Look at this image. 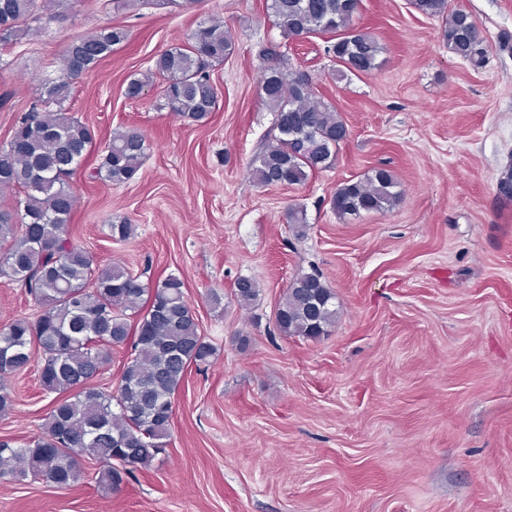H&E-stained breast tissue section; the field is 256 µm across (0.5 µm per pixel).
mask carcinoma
Here are the masks:
<instances>
[{
    "instance_id": "cac0c4a2",
    "label": "carcinoma",
    "mask_w": 512,
    "mask_h": 512,
    "mask_svg": "<svg viewBox=\"0 0 512 512\" xmlns=\"http://www.w3.org/2000/svg\"><path fill=\"white\" fill-rule=\"evenodd\" d=\"M362 0H268L267 11L287 39H329L336 61L334 76L343 81L368 74L382 47L358 24ZM422 14L442 20L448 50L476 68L485 61L482 38L472 16L449 10L448 0H412ZM39 0H0V43L20 41L41 20ZM128 40V30L105 25L73 38L60 74L43 80L36 100L19 118L6 147L0 149V189L22 195L28 222L0 210V278L28 288L38 316L0 325V416L13 399L8 379L39 362V382L54 395L38 436L23 444L0 439V479L42 482L66 488L81 477L80 461L101 464L96 483L111 491L125 485L133 467H148L169 436L173 400L188 368L210 361L214 345L202 334L185 296L184 280L173 273L144 283L123 265L102 264L67 236L75 206L71 177L94 145L88 126L69 112L74 81ZM235 51L232 31L214 19L203 21L182 45L158 54L147 72L131 79L125 95L141 97L161 77L162 103L183 122H206L217 104L209 69ZM262 102L273 112L269 136L249 162L251 177L262 187L303 185L330 168L347 125L336 107L303 71L285 70L279 46L262 50ZM148 151L136 128L114 133L97 176L121 185L131 180ZM399 182L384 167L340 185L331 205L340 216L384 213L399 196ZM286 223L303 239L309 224L300 207H291ZM260 292L249 278L235 282L239 305H252ZM285 336L315 339L329 332L340 313L336 291L316 273L294 276L275 309ZM131 345L120 380L113 389L91 385L112 361V349Z\"/></svg>"
}]
</instances>
